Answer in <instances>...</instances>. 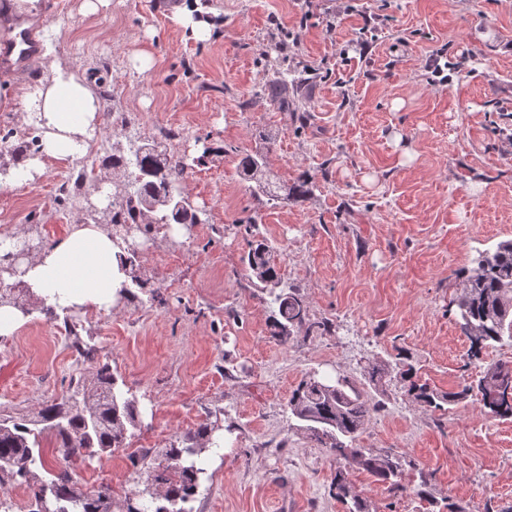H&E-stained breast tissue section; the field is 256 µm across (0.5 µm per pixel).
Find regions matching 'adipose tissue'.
<instances>
[{"mask_svg":"<svg viewBox=\"0 0 512 512\" xmlns=\"http://www.w3.org/2000/svg\"><path fill=\"white\" fill-rule=\"evenodd\" d=\"M32 124L43 131L46 156H74L96 130L99 100L85 79L52 61L34 89L25 93ZM124 274L118 249L96 227L78 229L60 239L27 266L30 292L55 306H110Z\"/></svg>","mask_w":512,"mask_h":512,"instance_id":"obj_1","label":"adipose tissue"}]
</instances>
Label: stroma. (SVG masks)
<instances>
[{
	"label": "stroma",
	"mask_w": 512,
	"mask_h": 512,
	"mask_svg": "<svg viewBox=\"0 0 512 512\" xmlns=\"http://www.w3.org/2000/svg\"><path fill=\"white\" fill-rule=\"evenodd\" d=\"M83 3L47 0L15 68L37 79L56 59L107 97L120 122L101 130L103 186L129 132L205 159L182 183L201 223L136 234L145 289L79 313L81 340L99 348L140 420L125 448L78 463L83 489L107 484L123 502L146 480L130 454L158 465L171 440L207 422L224 445L200 455L193 512H348L330 492L339 472L368 512H433L444 499L512 512V418L489 416L474 393L430 408L398 370L411 365L448 393L512 362L510 345L469 360L451 308L459 271L512 240V0H109L93 13ZM284 61L310 74L288 114L261 95ZM171 129L186 138L166 140ZM269 134L271 172L310 179V196L270 207L251 194L240 159ZM60 172L0 187V235L52 244L68 233L80 208L42 205ZM254 236L331 331L271 337L245 262ZM155 289L164 305L151 303ZM54 322L35 310L0 335V417H32L87 375L90 361ZM385 361L372 393L382 408L358 443L400 455L398 496L339 470L287 409L307 372L361 381Z\"/></svg>",
	"instance_id": "35a3bbf8"
}]
</instances>
